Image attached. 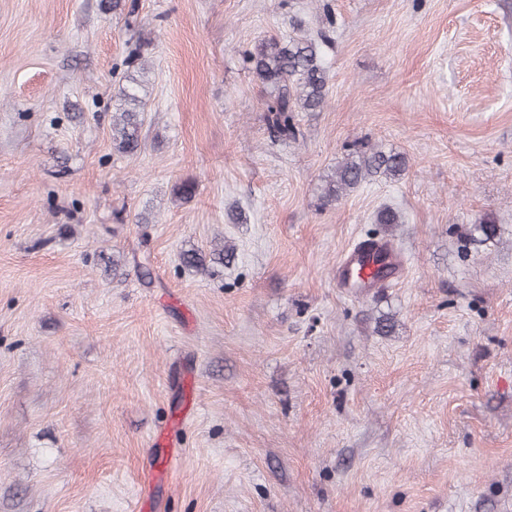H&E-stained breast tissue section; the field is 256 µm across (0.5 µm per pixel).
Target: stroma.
<instances>
[{"label":"stroma","mask_w":512,"mask_h":512,"mask_svg":"<svg viewBox=\"0 0 512 512\" xmlns=\"http://www.w3.org/2000/svg\"><path fill=\"white\" fill-rule=\"evenodd\" d=\"M297 22L328 104L285 144L240 52ZM361 143L405 174L321 206ZM368 239L406 269L355 298ZM0 512H512V0H0ZM112 122L113 148L118 153L134 154L140 145L144 102L139 96L138 85L124 88L119 95ZM378 251L387 256V262L392 269L391 276L395 277L399 275L402 269L400 260L389 242L380 241L354 247L349 252L347 258L336 267L337 283L341 287L346 288L350 286L351 283L356 285L354 283L355 278L360 281V288H382L385 279L378 278L374 267L366 261V258L372 257L370 253H376ZM177 456L178 453L173 448L168 450L166 455L163 454L164 459L161 463L164 464V469L162 470L157 468L155 465L148 464L143 469V475L141 477V491L145 490L153 482L161 481L170 477V474L177 467Z\"/></svg>","instance_id":"stroma-1"}]
</instances>
